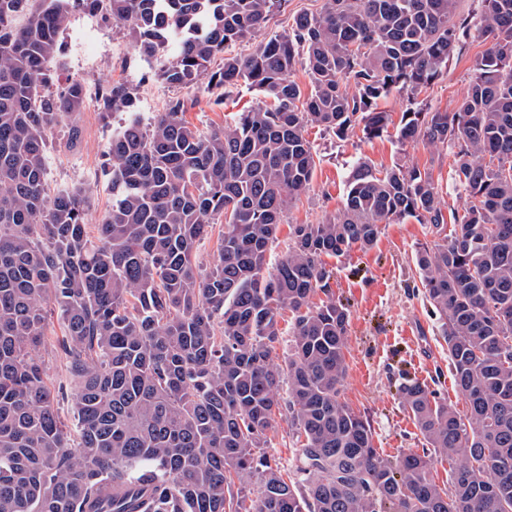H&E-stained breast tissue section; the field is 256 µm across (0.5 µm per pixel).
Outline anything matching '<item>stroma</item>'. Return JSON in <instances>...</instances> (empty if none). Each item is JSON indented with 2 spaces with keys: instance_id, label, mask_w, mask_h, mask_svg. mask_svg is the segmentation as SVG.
Wrapping results in <instances>:
<instances>
[{
  "instance_id": "obj_1",
  "label": "stroma",
  "mask_w": 512,
  "mask_h": 512,
  "mask_svg": "<svg viewBox=\"0 0 512 512\" xmlns=\"http://www.w3.org/2000/svg\"><path fill=\"white\" fill-rule=\"evenodd\" d=\"M321 5L322 0H283L273 9L266 29L232 46L231 54L251 53L269 35L286 32L296 14L317 12ZM59 45L55 87L81 80L87 100L81 112L49 135L47 181L55 190L86 189L91 224L99 223L112 205L111 182L104 173L106 150L113 128L125 119L124 114L108 117L101 111L99 93L107 83L118 81L133 88L136 110L145 123L167 111L172 102L183 101L186 121L202 132L224 127L235 113L250 109L258 100L243 84L227 91L208 87L203 80L182 88L165 84L154 74V61L140 55L124 25L101 14L76 13ZM486 48V43L474 41L462 55L450 59L447 73L424 93L426 104L452 110L466 94L470 72ZM306 137L317 153L315 173L306 192L284 213L272 259L286 252L290 225L322 222L341 207L348 170L361 157L379 169L397 164L431 169L449 211L457 214L462 209L452 179V152L436 157L423 145H401L393 135L367 140L357 133L340 142L314 126L307 128ZM435 238L429 225L411 219L394 222L383 225L370 251L326 261L335 274L333 293L351 303L343 397L369 418L375 448L394 458L422 448L413 416L397 395L401 384L411 380L426 384L449 405L465 407L449 365L448 346L437 334L413 264L416 248ZM267 439V452L283 478L297 482L287 416L276 418Z\"/></svg>"
}]
</instances>
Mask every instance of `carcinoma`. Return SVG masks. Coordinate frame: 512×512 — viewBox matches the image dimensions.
Masks as SVG:
<instances>
[{
	"instance_id": "1",
	"label": "carcinoma",
	"mask_w": 512,
	"mask_h": 512,
	"mask_svg": "<svg viewBox=\"0 0 512 512\" xmlns=\"http://www.w3.org/2000/svg\"><path fill=\"white\" fill-rule=\"evenodd\" d=\"M280 2L0 0V512H512V0H480L478 14L465 0H323L250 54L228 53ZM78 11L126 25L172 87L205 76L259 96L204 133L179 100L145 126L130 86L103 87L102 110L129 118L108 146L99 224L86 223L85 189L46 186L48 133L85 98L77 80L51 90ZM475 40L487 49L467 94L451 112L428 107L421 93ZM298 64L306 96L290 79ZM394 92L406 99L397 139L453 152L465 203L451 232L431 170L359 158L342 207L289 225L271 262L316 168L306 128L380 138L377 100ZM221 217L206 270L197 251ZM408 218L441 235L413 261L465 411L402 385L425 448L392 460L341 399L350 310L323 258L370 250L382 225ZM284 310L282 368L271 352ZM54 315L67 392L39 357ZM284 411L301 489L262 451Z\"/></svg>"
}]
</instances>
